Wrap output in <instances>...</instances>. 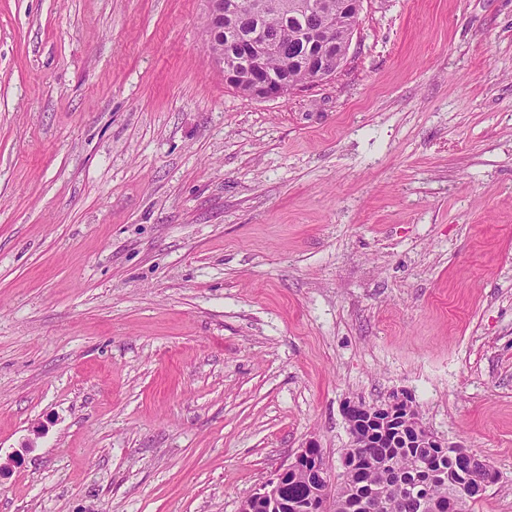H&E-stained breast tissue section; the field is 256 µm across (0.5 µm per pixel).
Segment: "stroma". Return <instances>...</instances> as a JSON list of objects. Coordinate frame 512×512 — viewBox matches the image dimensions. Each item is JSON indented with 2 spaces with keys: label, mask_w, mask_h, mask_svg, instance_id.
I'll return each instance as SVG.
<instances>
[{
  "label": "stroma",
  "mask_w": 512,
  "mask_h": 512,
  "mask_svg": "<svg viewBox=\"0 0 512 512\" xmlns=\"http://www.w3.org/2000/svg\"><path fill=\"white\" fill-rule=\"evenodd\" d=\"M204 0H0V512H238L407 394L512 512V0H364L229 87Z\"/></svg>",
  "instance_id": "35a3bbf8"
}]
</instances>
